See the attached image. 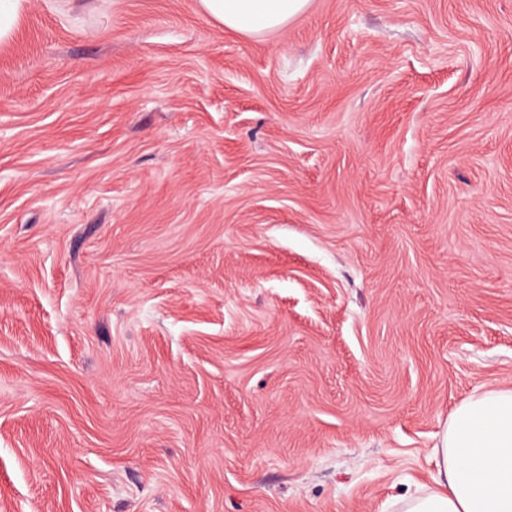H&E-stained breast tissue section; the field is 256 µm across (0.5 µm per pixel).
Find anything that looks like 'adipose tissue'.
Masks as SVG:
<instances>
[{"label":"adipose tissue","instance_id":"1","mask_svg":"<svg viewBox=\"0 0 512 512\" xmlns=\"http://www.w3.org/2000/svg\"><path fill=\"white\" fill-rule=\"evenodd\" d=\"M310 0H198L209 19L244 36L283 28ZM432 455L433 487L404 512H512V388H484L452 412Z\"/></svg>","mask_w":512,"mask_h":512}]
</instances>
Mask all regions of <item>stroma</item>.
<instances>
[{
    "label": "stroma",
    "instance_id": "1",
    "mask_svg": "<svg viewBox=\"0 0 512 512\" xmlns=\"http://www.w3.org/2000/svg\"><path fill=\"white\" fill-rule=\"evenodd\" d=\"M512 387V0H27L0 42V512H399ZM310 0H198L209 19L244 36L283 28Z\"/></svg>",
    "mask_w": 512,
    "mask_h": 512
}]
</instances>
